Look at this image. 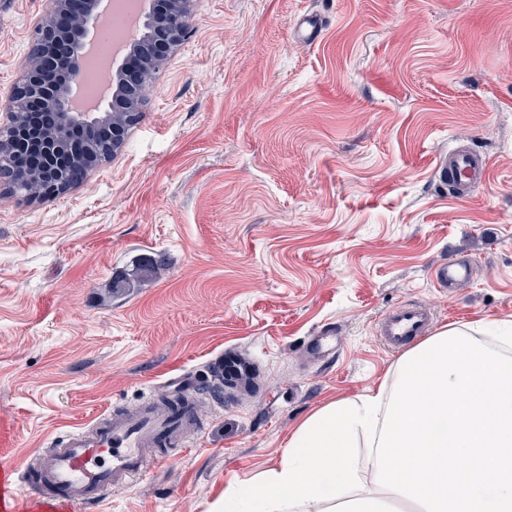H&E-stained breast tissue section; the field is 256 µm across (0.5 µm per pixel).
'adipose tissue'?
Wrapping results in <instances>:
<instances>
[{"mask_svg":"<svg viewBox=\"0 0 512 512\" xmlns=\"http://www.w3.org/2000/svg\"><path fill=\"white\" fill-rule=\"evenodd\" d=\"M512 512V331L451 324L328 402L229 512Z\"/></svg>","mask_w":512,"mask_h":512,"instance_id":"obj_1","label":"adipose tissue"}]
</instances>
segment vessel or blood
<instances>
[{"label":"vessel or blood","mask_w":512,"mask_h":512,"mask_svg":"<svg viewBox=\"0 0 512 512\" xmlns=\"http://www.w3.org/2000/svg\"><path fill=\"white\" fill-rule=\"evenodd\" d=\"M489 164L468 149H453L438 162L435 175L454 198L469 196L484 185ZM468 264L450 260L433 268L436 287L448 288L469 280ZM435 320L433 311L420 304L394 308L382 320V344L390 350L403 348L423 335ZM176 404L143 398L127 411L101 416L87 428L53 436L34 462L22 471L0 464V512H75L100 500L108 491L139 478L150 463L168 462L172 451L192 447L203 432L196 402L203 387L196 375L175 378ZM25 481L29 493L22 506L13 503L12 486Z\"/></svg>","instance_id":"vessel-or-blood-1"}]
</instances>
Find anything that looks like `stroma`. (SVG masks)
I'll list each match as a JSON object with an SVG mask.
<instances>
[{"label":"stroma","mask_w":512,"mask_h":512,"mask_svg":"<svg viewBox=\"0 0 512 512\" xmlns=\"http://www.w3.org/2000/svg\"><path fill=\"white\" fill-rule=\"evenodd\" d=\"M43 8L0 0V121ZM193 27L110 163L53 199L0 184V463L217 353L259 371L98 512H224L311 411L391 377L376 327L401 303L512 323V0H196ZM457 147L489 159L461 200L433 178ZM157 254L159 276L113 293ZM458 257L472 283L440 291ZM329 326L339 352L313 363ZM470 278V265L455 260L440 263L433 268L431 273V280L438 288L457 286Z\"/></svg>","instance_id":"35a3bbf8"}]
</instances>
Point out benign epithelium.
<instances>
[{"instance_id": "benign-epithelium-1", "label": "benign epithelium", "mask_w": 512, "mask_h": 512, "mask_svg": "<svg viewBox=\"0 0 512 512\" xmlns=\"http://www.w3.org/2000/svg\"><path fill=\"white\" fill-rule=\"evenodd\" d=\"M101 2L46 0L23 65V78L13 91L8 123L0 125V159L38 154V177L50 182L49 198L63 195L75 186L58 177V159L65 145L58 125L72 128L110 122L117 112L132 117L138 114L147 103L154 74L192 32V0H156L164 4L163 13H151L147 39L131 46L134 64L123 63L111 76L121 106L114 105L104 112H77L69 106V83L78 78L74 70L79 68L88 24L102 21ZM24 178L23 172L0 166V179L26 193Z\"/></svg>"}]
</instances>
